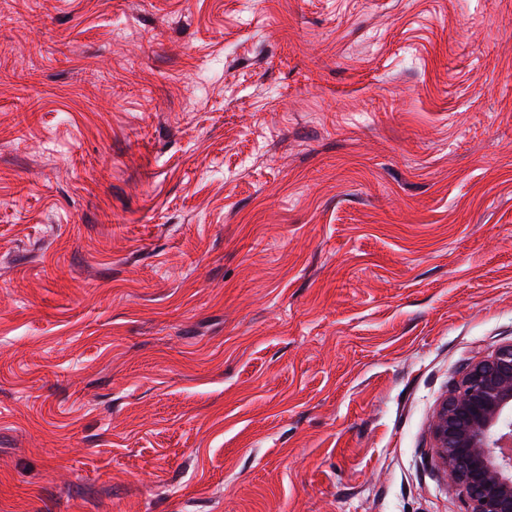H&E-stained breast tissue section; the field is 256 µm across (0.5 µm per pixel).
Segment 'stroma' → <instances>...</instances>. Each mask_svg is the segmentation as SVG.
Listing matches in <instances>:
<instances>
[{
	"mask_svg": "<svg viewBox=\"0 0 512 512\" xmlns=\"http://www.w3.org/2000/svg\"><path fill=\"white\" fill-rule=\"evenodd\" d=\"M512 343V0H0V512H466ZM435 456L467 512H512V344L461 371L437 411Z\"/></svg>",
	"mask_w": 512,
	"mask_h": 512,
	"instance_id": "35a3bbf8",
	"label": "stroma"
}]
</instances>
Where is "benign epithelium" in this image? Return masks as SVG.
Returning a JSON list of instances; mask_svg holds the SVG:
<instances>
[{"mask_svg":"<svg viewBox=\"0 0 512 512\" xmlns=\"http://www.w3.org/2000/svg\"><path fill=\"white\" fill-rule=\"evenodd\" d=\"M435 456L467 512H512V344L461 371L437 411Z\"/></svg>","mask_w":512,"mask_h":512,"instance_id":"obj_1","label":"benign epithelium"}]
</instances>
